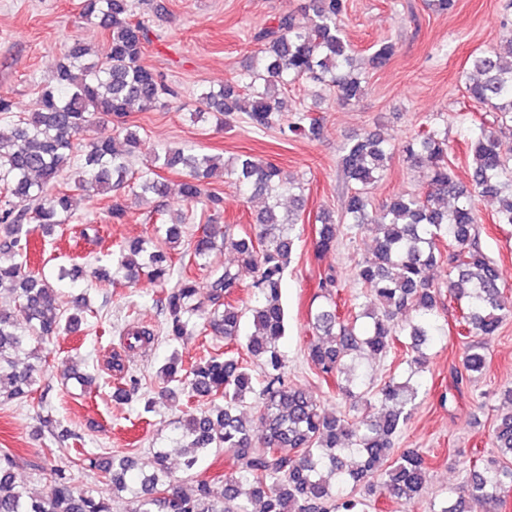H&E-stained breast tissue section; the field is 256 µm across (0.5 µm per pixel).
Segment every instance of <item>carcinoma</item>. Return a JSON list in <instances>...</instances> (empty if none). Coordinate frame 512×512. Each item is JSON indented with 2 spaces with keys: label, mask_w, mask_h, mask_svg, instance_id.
I'll return each mask as SVG.
<instances>
[{
  "label": "carcinoma",
  "mask_w": 512,
  "mask_h": 512,
  "mask_svg": "<svg viewBox=\"0 0 512 512\" xmlns=\"http://www.w3.org/2000/svg\"><path fill=\"white\" fill-rule=\"evenodd\" d=\"M346 0H310L304 13L283 15L258 34V50L246 72L217 89L205 87L200 99L210 116L231 124L248 113L258 131L286 124L284 132L317 140L322 118L297 109L285 121L288 87L307 81L336 90L340 104L351 105L364 95L363 78L355 68V50L340 26ZM81 17L106 34L104 49L93 54L79 38L65 46L54 83L40 89V108L22 113L7 136H0V294H10L25 315L19 327L0 310V402L26 399L35 391L42 348L62 333L81 326L88 310L81 294L67 307L44 269L28 263L31 239L49 238L73 217L75 196L112 198L107 216L120 224L127 216L124 196L163 199L172 191L167 171L183 175L178 194L200 208L206 218L198 235L186 236L184 222H166L158 215L153 235L137 238L112 253L111 269L90 268L99 281L119 279L161 288L156 300L162 320L154 326L135 322L122 328L124 349L134 352L162 337L181 346L210 332L233 343L241 324L250 319L254 331L246 337L250 356L264 367L255 384L251 369L231 351L209 356L185 368L173 354L159 368L161 393L175 397L180 390L207 401L196 415L174 422L173 443L183 449L185 471L193 482L184 491L168 471V453L150 452L141 461L129 455L103 458L88 453L80 466L98 471L114 492H129L126 512H364L376 494L407 504L419 501L425 483L426 460L416 449L394 448V438L418 408L420 386L415 376L427 367V345L445 335L438 319L441 291L430 276L448 267V296L460 307L458 336L464 340L460 364L452 367L457 393L482 373L488 345L512 304L502 289V275L478 242L477 198L499 201L497 224H512V146L503 131L512 123V40L506 61L495 49L471 59L465 90L468 98L495 114L498 130L479 126L471 138V182L457 181L448 164V136L432 125L400 145L369 133L344 145L341 168L349 192L344 223L375 232L371 256L357 264L354 281L366 293L344 316L339 311L338 278L334 270L319 281L321 302L310 311L312 331L330 341L309 342L308 358L324 381H333L349 402L347 413H328L308 393L288 383L285 355L279 341L285 335L281 283L299 235L297 211L305 206L301 183L285 179L277 164L252 155L230 163L194 145L164 147L149 153L144 167L134 171L130 159L142 152L145 139L123 122L133 106L147 110L174 96L163 76L142 63L149 27L137 19L130 0H81ZM394 53L389 40L374 45L373 67L384 66ZM96 116L120 123L113 136L79 142ZM427 178V193H398L383 207L380 220L369 211L370 188L383 178L394 151ZM230 177L248 197L266 196L267 205L249 229L234 231L222 223L224 198L209 188L211 180ZM287 195L294 209L278 214ZM313 242L315 257L336 248L333 216L322 212ZM224 247L237 255L238 265L254 273L243 285L239 271L210 267L211 253ZM196 266L208 271L205 285L187 273ZM247 287L254 304L239 303ZM206 293H201V288ZM406 319L397 322L400 314ZM410 353L406 374L390 376L376 391L363 390V358L387 357L395 344ZM26 354L34 362L19 367ZM109 366L122 382L112 400L124 404L139 393L141 378L125 369L122 356ZM260 405L265 434L254 439L242 408ZM375 409L359 414V407ZM496 455L475 459L461 490H453L439 509L430 512H492L512 496V409L493 428ZM224 449L237 469L224 475L223 489L195 476L198 452ZM357 454L363 465L352 469L347 458ZM25 461L0 454V512H112L109 499L78 488L66 468L54 470L47 493L37 495L14 480L13 470ZM279 488L275 497L266 489ZM363 491L355 497L344 488Z\"/></svg>",
  "instance_id": "1"
}]
</instances>
